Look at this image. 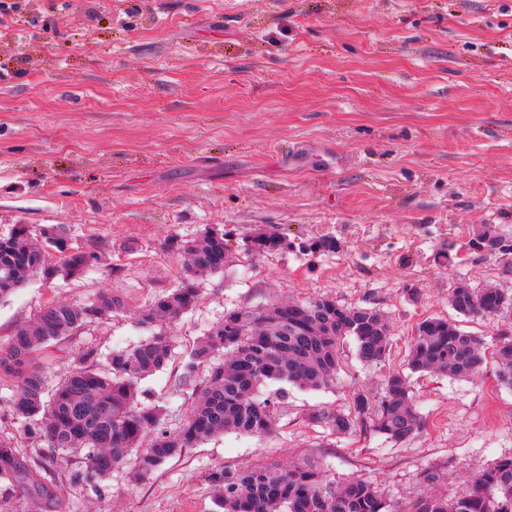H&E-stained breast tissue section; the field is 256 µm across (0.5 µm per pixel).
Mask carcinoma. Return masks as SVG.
I'll return each instance as SVG.
<instances>
[{"label": "carcinoma", "mask_w": 512, "mask_h": 512, "mask_svg": "<svg viewBox=\"0 0 512 512\" xmlns=\"http://www.w3.org/2000/svg\"><path fill=\"white\" fill-rule=\"evenodd\" d=\"M58 261L29 238L17 224L0 236V299L34 278L52 280L60 272L82 273L96 255L74 248L61 236L52 238ZM282 239L258 236L249 253L278 249ZM189 255L181 287L136 313L138 326L150 330L191 310L199 294L196 274L224 270V234L207 232L202 239L178 245ZM451 308L463 317L497 316L512 310V294L496 288L464 284L449 294ZM119 295L103 294L82 307L52 302L41 308L33 323L15 329L0 347V372L17 380L9 407L19 419L39 418L25 429V438L40 448L39 456L55 464L49 480L36 478L31 460L12 433L0 434V481L18 493L53 500L75 484L104 477L135 456L133 476L145 480L167 460L198 441L231 430L240 436L262 437L276 427L279 407L288 392L279 387L264 398L261 385L288 382L307 389L336 381L341 350L351 340L365 364L381 362L389 352V324L375 307H348L330 297L308 302L277 303L267 308H240L224 315L196 344L184 364V375L205 378L176 434L161 429V409L138 401L135 379L167 367L173 360L165 329L131 349L112 351L109 368L90 363L71 371L49 387L38 351L59 341L92 319L125 312ZM485 361L482 340L441 318L417 323L408 349L406 368L412 373H441L470 380ZM500 384L512 388V340L495 350ZM314 424L337 435L372 431L402 442L424 426L410 395L408 376L395 370L385 376L381 393H358L349 413L315 410ZM80 454L83 471L69 473L68 458ZM216 500L224 512H512V456L483 471L456 496L429 493L413 502H397L364 480L342 487L328 482L314 459L297 463H267L224 469L211 476Z\"/></svg>", "instance_id": "obj_1"}]
</instances>
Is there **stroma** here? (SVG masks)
<instances>
[{
    "label": "stroma",
    "mask_w": 512,
    "mask_h": 512,
    "mask_svg": "<svg viewBox=\"0 0 512 512\" xmlns=\"http://www.w3.org/2000/svg\"><path fill=\"white\" fill-rule=\"evenodd\" d=\"M27 0L0 21V236L64 227L91 271L32 280L0 301V346L53 301L99 293L126 312L52 343L49 382L145 339L138 311L181 285L183 252L223 232L229 263L196 279V306L168 329L174 361L137 382L176 432L194 387V342L240 307L319 296L373 306L391 349L363 365L341 351L335 385L289 386L275 431L200 441L140 482L129 469L17 512H217L226 467L311 458L329 482L378 484L394 500L455 495L512 456V389L494 360L474 382L413 374L424 427L404 443L339 437L312 410H348L404 366L416 324L456 320L494 350L512 317L456 316L458 282L512 293V262L473 249L476 227L512 235V0ZM282 237L249 254L246 239ZM334 238L332 252L300 243Z\"/></svg>",
    "instance_id": "obj_1"
}]
</instances>
